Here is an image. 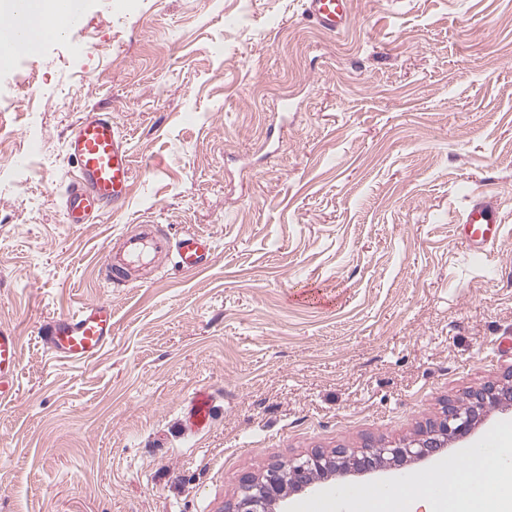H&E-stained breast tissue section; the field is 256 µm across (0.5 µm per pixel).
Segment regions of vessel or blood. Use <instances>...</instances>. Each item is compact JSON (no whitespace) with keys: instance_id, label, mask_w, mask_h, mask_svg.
<instances>
[{"instance_id":"1","label":"vessel or blood","mask_w":512,"mask_h":512,"mask_svg":"<svg viewBox=\"0 0 512 512\" xmlns=\"http://www.w3.org/2000/svg\"><path fill=\"white\" fill-rule=\"evenodd\" d=\"M305 12L321 30L339 34L352 22L350 0H305ZM65 152L77 164L78 176L65 198L68 224L93 223L105 208H121L130 197L132 158L124 135L106 112L82 113L65 138ZM461 222L466 236L484 245L499 237L493 206L487 196H472ZM210 237L194 231L171 237L159 225L143 223L125 234L116 250L108 251L105 271L117 280L131 278L157 257L170 255L180 271L197 272L209 263ZM48 350L71 362L85 364L100 356L112 340V304L101 300L62 314L42 329ZM18 372V338L0 328V399L15 391Z\"/></svg>"}]
</instances>
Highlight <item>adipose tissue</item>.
I'll return each mask as SVG.
<instances>
[{"instance_id": "ef3b65f1", "label": "adipose tissue", "mask_w": 512, "mask_h": 512, "mask_svg": "<svg viewBox=\"0 0 512 512\" xmlns=\"http://www.w3.org/2000/svg\"><path fill=\"white\" fill-rule=\"evenodd\" d=\"M0 14L14 15L24 30L26 40L19 45L0 50V64L9 63L22 54L36 52L50 31L57 15L56 0H27L23 10H16L14 0H0ZM494 456L472 458L468 469L449 476L438 469L418 477L401 488L367 489L360 499L338 495L333 501L334 512H415L416 504L426 506V512H512V432L501 431ZM443 485L447 495L435 503L433 487Z\"/></svg>"}]
</instances>
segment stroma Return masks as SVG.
Here are the masks:
<instances>
[{"label": "stroma", "instance_id": "stroma-1", "mask_svg": "<svg viewBox=\"0 0 512 512\" xmlns=\"http://www.w3.org/2000/svg\"><path fill=\"white\" fill-rule=\"evenodd\" d=\"M351 6L332 37L304 0H83L0 68V512H227L273 461L413 439L512 380V0ZM91 109L135 177L74 228L64 138ZM474 191L500 225L477 260ZM144 221L209 234V264L109 284ZM99 300L104 353H49L41 326ZM18 337L10 328H0V400L16 391Z\"/></svg>", "mask_w": 512, "mask_h": 512}]
</instances>
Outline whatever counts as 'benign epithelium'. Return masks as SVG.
Masks as SVG:
<instances>
[{
	"mask_svg": "<svg viewBox=\"0 0 512 512\" xmlns=\"http://www.w3.org/2000/svg\"><path fill=\"white\" fill-rule=\"evenodd\" d=\"M489 404L512 406V385L487 387L468 395V401L450 404L440 420L418 437L391 448L365 447L349 455L315 451L288 464H272L259 476L241 480L232 512H279L293 493L305 492L348 473H373L407 463L437 459L451 443L465 441Z\"/></svg>",
	"mask_w": 512,
	"mask_h": 512,
	"instance_id": "obj_1",
	"label": "benign epithelium"
}]
</instances>
